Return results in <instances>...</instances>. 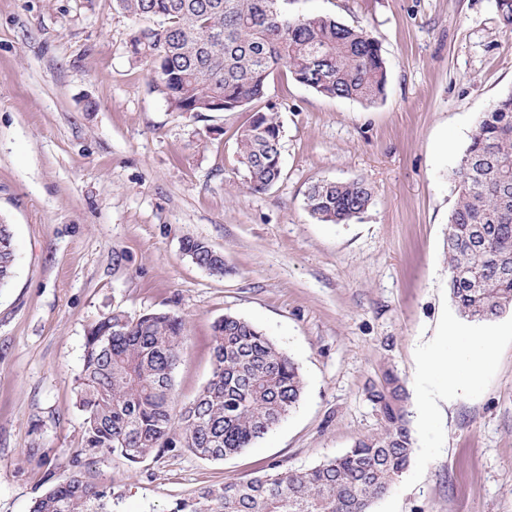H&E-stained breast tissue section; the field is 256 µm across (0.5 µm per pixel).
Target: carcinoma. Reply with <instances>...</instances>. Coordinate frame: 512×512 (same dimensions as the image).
I'll use <instances>...</instances> for the list:
<instances>
[{
	"label": "carcinoma",
	"instance_id": "1",
	"mask_svg": "<svg viewBox=\"0 0 512 512\" xmlns=\"http://www.w3.org/2000/svg\"><path fill=\"white\" fill-rule=\"evenodd\" d=\"M115 9L156 19L130 38V52L151 64L175 112H237L267 96L283 76L318 94L375 103L387 70L375 38L320 15L290 16L280 0H113ZM512 32V0H496ZM282 125L273 106L253 112L237 136V162L249 188L281 176ZM457 200L448 217V290L458 314L492 322L512 314V91L483 113L455 171ZM365 180L311 183L305 208L320 223L347 224L367 211ZM199 266L224 274V256L189 239ZM16 262L12 225L0 224V288ZM212 376L198 397L174 406V371L183 322L169 312L113 313L85 344L78 382L85 453H119L138 464L177 446L222 460L252 447L300 402L304 382L294 359L253 323L226 315L214 323ZM390 375L372 394L383 425L340 456L299 470L225 483L180 499L170 512H371L408 469L414 440ZM111 492L91 481L78 457L41 495L33 512H110Z\"/></svg>",
	"mask_w": 512,
	"mask_h": 512
}]
</instances>
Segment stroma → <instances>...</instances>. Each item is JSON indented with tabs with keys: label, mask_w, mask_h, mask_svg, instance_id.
<instances>
[{
	"label": "stroma",
	"mask_w": 512,
	"mask_h": 512,
	"mask_svg": "<svg viewBox=\"0 0 512 512\" xmlns=\"http://www.w3.org/2000/svg\"><path fill=\"white\" fill-rule=\"evenodd\" d=\"M282 7L363 28L388 80L373 104L272 83L282 174L255 193L236 155L249 112L173 111L128 48L146 19L112 0H0V223L16 246L0 288V512H31L77 454L111 488L112 512H171L206 486L311 467L380 429L370 393L390 372L415 451L371 512H512V315H458L446 246L470 135L512 91V33L496 0ZM352 178L373 188L360 219L308 214L311 182ZM189 239L223 254V276L184 252ZM115 311L183 319L178 405L210 379L213 325L227 315L293 357L303 397L221 461L184 448L138 464L82 455L76 379L89 329ZM451 325L496 339L475 385L449 387L432 367L452 351Z\"/></svg>",
	"instance_id": "obj_1"
}]
</instances>
